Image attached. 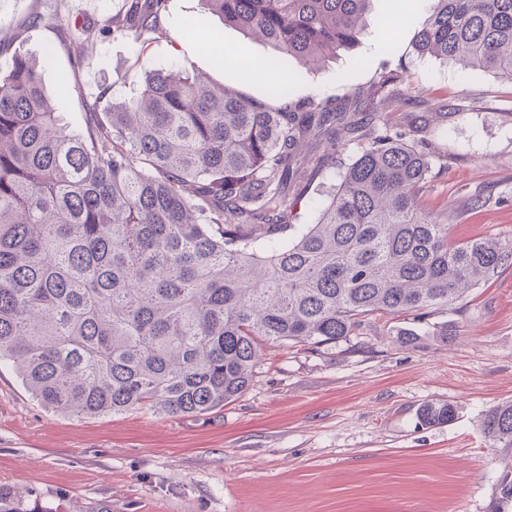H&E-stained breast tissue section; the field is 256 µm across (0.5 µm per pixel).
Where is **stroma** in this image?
I'll return each mask as SVG.
<instances>
[{"label": "stroma", "instance_id": "35a3bbf8", "mask_svg": "<svg viewBox=\"0 0 512 512\" xmlns=\"http://www.w3.org/2000/svg\"><path fill=\"white\" fill-rule=\"evenodd\" d=\"M117 0H0V66L40 60L47 89L66 76L81 95L57 100L71 129L85 130V102L134 99L145 71L189 62L218 84L264 101L265 75L244 61L275 56L264 41L224 24L203 0H168L162 33L139 42L102 39L81 65L58 44L74 18L105 24ZM431 0H371L354 47L308 68L280 57L290 100L365 95L379 72L403 67L414 94L385 118L405 124L434 112L422 140L432 150L423 207L452 242L512 240V81L418 53ZM39 26H28L31 14ZM236 57L217 65L184 36L187 22ZM338 172L303 173L299 224L315 223ZM486 203L471 207L475 197ZM447 327L448 339L437 337ZM412 342H402V334ZM512 402V267L460 303L417 319L365 326L320 346L270 343L237 400L200 415L148 409L73 417L37 401L9 360L0 361V491L28 512H512L500 483L512 448L482 423ZM449 404V422L423 426L420 409Z\"/></svg>", "mask_w": 512, "mask_h": 512}]
</instances>
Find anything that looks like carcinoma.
I'll return each instance as SVG.
<instances>
[{
	"instance_id": "obj_1",
	"label": "carcinoma",
	"mask_w": 512,
	"mask_h": 512,
	"mask_svg": "<svg viewBox=\"0 0 512 512\" xmlns=\"http://www.w3.org/2000/svg\"><path fill=\"white\" fill-rule=\"evenodd\" d=\"M60 44L74 63L101 38L153 34L168 0H121ZM224 23L304 65L357 44L369 0H205ZM423 55L512 80V0H432ZM267 104L184 66L145 73L130 102L86 103L85 133L55 111L39 65L0 67V360L72 416L149 407L203 414L249 387L265 343L334 344L368 319L425 318L512 265V243H448L424 210L419 126L373 124L346 100ZM405 83L386 69L369 99ZM318 140L323 154L303 151ZM359 146L317 221L288 235L313 174ZM454 417L428 404L421 423ZM484 433L512 447V402Z\"/></svg>"
}]
</instances>
